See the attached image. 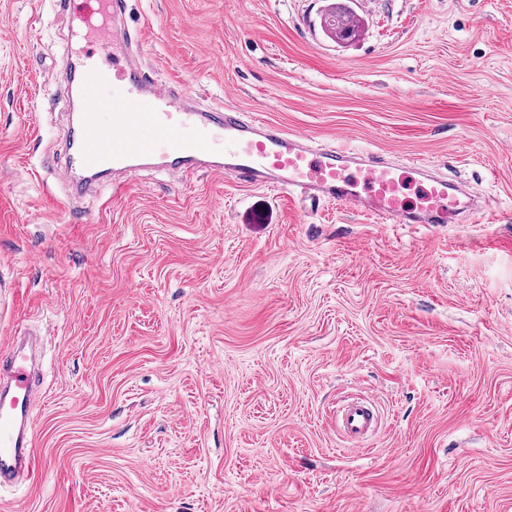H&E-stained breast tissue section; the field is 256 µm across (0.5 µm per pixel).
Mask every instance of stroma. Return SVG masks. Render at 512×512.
Wrapping results in <instances>:
<instances>
[{
	"label": "stroma",
	"mask_w": 512,
	"mask_h": 512,
	"mask_svg": "<svg viewBox=\"0 0 512 512\" xmlns=\"http://www.w3.org/2000/svg\"><path fill=\"white\" fill-rule=\"evenodd\" d=\"M158 80L436 165L492 224L203 172L64 209L70 26L0 0V337L43 335L41 480L0 512H512V0H130ZM356 37L327 36L332 7ZM378 433L336 432L344 397ZM379 424V413L371 398L352 396L336 410L338 433L356 447L374 436Z\"/></svg>",
	"instance_id": "stroma-1"
}]
</instances>
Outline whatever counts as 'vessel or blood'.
<instances>
[{"label":"vessel or blood","mask_w":512,"mask_h":512,"mask_svg":"<svg viewBox=\"0 0 512 512\" xmlns=\"http://www.w3.org/2000/svg\"><path fill=\"white\" fill-rule=\"evenodd\" d=\"M70 10L68 35L78 62L75 85L106 77L112 95L87 97L78 124L64 143L62 182L70 196L126 190L140 171L162 169L190 178L202 171L240 183L274 188L290 201L342 203L383 224L480 222L484 213L461 203L463 186L448 182L427 163H395L337 145L313 149L311 140L237 107L202 110L181 81L157 83L139 59L143 31L128 24L129 0H59ZM126 111L109 113L111 98ZM420 178L418 201L403 196L406 175ZM39 360L28 336L0 338V484L39 476L33 411L44 391ZM380 419L372 399L353 396L336 411V429L355 446L376 434Z\"/></svg>","instance_id":"1"}]
</instances>
